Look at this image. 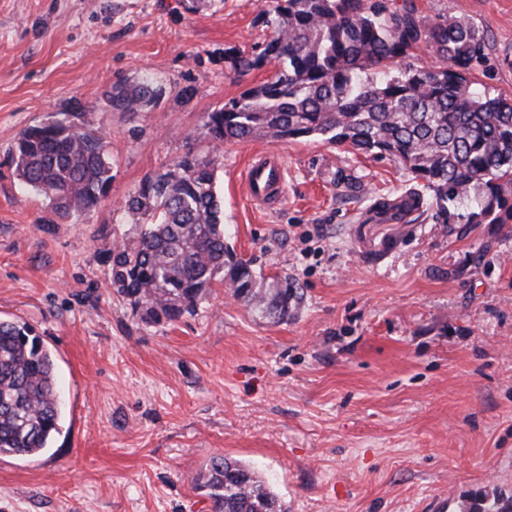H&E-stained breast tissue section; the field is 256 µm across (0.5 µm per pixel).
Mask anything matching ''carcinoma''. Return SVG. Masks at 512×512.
<instances>
[{"label":"carcinoma","instance_id":"obj_1","mask_svg":"<svg viewBox=\"0 0 512 512\" xmlns=\"http://www.w3.org/2000/svg\"><path fill=\"white\" fill-rule=\"evenodd\" d=\"M267 23L273 32L259 52H224L235 72L274 70L206 113L215 144L319 138L387 155L426 190L396 206L402 216L434 208L443 224L512 221V95L479 92L472 80L485 33L462 17L429 23L413 8L389 12L381 0H276ZM424 47L446 66L409 62ZM159 95L147 82L120 85L108 105L144 112ZM13 162L20 182L61 221L97 206L112 182L104 136L62 121L23 129ZM125 211L141 226L138 240L105 254L112 287L143 319L169 322L192 312L219 275L266 317L285 320L303 302L302 288L287 276L258 287L251 263L227 242L216 159L188 154L173 169L145 176ZM62 423L51 352L30 326L0 321V456L42 454ZM197 485L210 512H287L239 461L213 458Z\"/></svg>","mask_w":512,"mask_h":512}]
</instances>
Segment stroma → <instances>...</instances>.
<instances>
[{"label":"stroma","mask_w":512,"mask_h":512,"mask_svg":"<svg viewBox=\"0 0 512 512\" xmlns=\"http://www.w3.org/2000/svg\"><path fill=\"white\" fill-rule=\"evenodd\" d=\"M489 37L473 75L512 94V0H412ZM273 0H0V319L51 349L64 424L39 457H0V512H209L212 458L253 468L288 512H469L512 503V223L393 219L416 183L388 156L319 139L214 146L204 115L270 76L230 71L269 38ZM161 88L145 112L109 87ZM105 135L107 196L54 222L11 149L25 127ZM286 165L279 201L245 195L253 154ZM219 155L229 242L304 291L294 317L214 282L174 323L117 294L103 252L136 240L124 204L186 153Z\"/></svg>","instance_id":"1"}]
</instances>
